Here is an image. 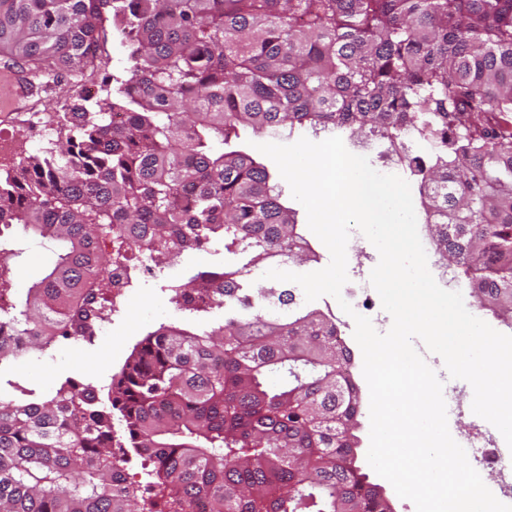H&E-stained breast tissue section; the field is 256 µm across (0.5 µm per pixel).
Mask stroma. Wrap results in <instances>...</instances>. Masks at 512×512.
I'll use <instances>...</instances> for the list:
<instances>
[{"instance_id": "stroma-1", "label": "stroma", "mask_w": 512, "mask_h": 512, "mask_svg": "<svg viewBox=\"0 0 512 512\" xmlns=\"http://www.w3.org/2000/svg\"><path fill=\"white\" fill-rule=\"evenodd\" d=\"M0 55V135L11 143L9 163L21 157L53 148L58 140L54 115L64 112L67 105L77 102L84 93L82 80L67 72L46 71L40 82H33L28 70L8 68ZM8 237L20 249L18 269L12 288L21 294L39 280L52 262V253L39 236L12 226ZM238 256L225 253L215 245L206 251L185 254L174 265L157 264L153 276L141 280L138 288L112 316L105 329L93 340L69 339L58 341L46 352H33L19 358L6 368L5 377H17L37 389H47L67 377L89 378L105 384L124 363L134 344L148 332L163 324H184L202 332L210 324L222 322L223 309H216L197 320L185 321L169 301L167 287L187 281L197 272L240 265ZM312 308L330 315L341 324L347 336L346 348L351 356L353 378L361 398H368L369 389L363 376V356L355 341L353 327L347 326V315L337 301L323 296L311 303Z\"/></svg>"}]
</instances>
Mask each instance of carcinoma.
<instances>
[{"mask_svg": "<svg viewBox=\"0 0 512 512\" xmlns=\"http://www.w3.org/2000/svg\"><path fill=\"white\" fill-rule=\"evenodd\" d=\"M109 19L130 77L59 116L58 149L0 173V291L18 256L5 230L56 256L0 307V365L94 335L112 266L135 252L174 264L219 242L243 264L168 286L190 317L228 314L203 333H148L105 403L92 381H7L0 512H389L346 437L361 398L336 324L290 288L245 281L318 258L243 134L440 143L410 169L426 224L454 278L512 329V0H0V51L36 78L82 76L106 64ZM130 449L142 481H128Z\"/></svg>", "mask_w": 512, "mask_h": 512, "instance_id": "1", "label": "carcinoma"}]
</instances>
